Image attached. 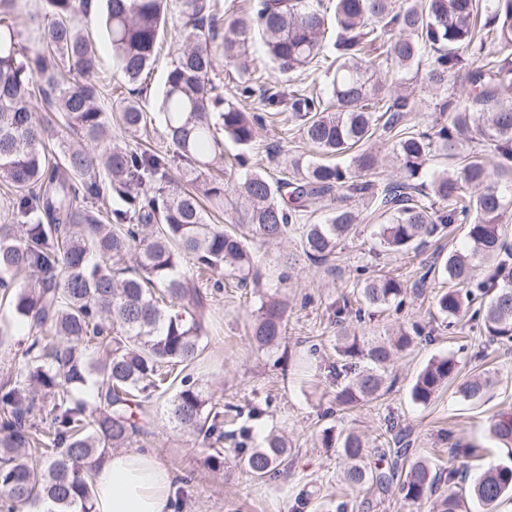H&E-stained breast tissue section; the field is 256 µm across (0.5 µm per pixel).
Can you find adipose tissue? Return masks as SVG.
<instances>
[{
  "label": "adipose tissue",
  "instance_id": "1",
  "mask_svg": "<svg viewBox=\"0 0 512 512\" xmlns=\"http://www.w3.org/2000/svg\"><path fill=\"white\" fill-rule=\"evenodd\" d=\"M96 512H172V472L155 455H110L93 472Z\"/></svg>",
  "mask_w": 512,
  "mask_h": 512
}]
</instances>
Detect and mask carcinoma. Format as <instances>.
I'll return each instance as SVG.
<instances>
[{"mask_svg": "<svg viewBox=\"0 0 512 512\" xmlns=\"http://www.w3.org/2000/svg\"><path fill=\"white\" fill-rule=\"evenodd\" d=\"M27 0H0V180L11 196L0 208V295L32 341L22 354L20 378L0 387V512H95L93 467L111 448L144 433V404L171 387L178 366L194 364L205 349L210 292L203 278L246 288L260 283L249 240L277 241L299 233L302 253L328 261L358 225L376 228L384 251L409 254L453 224L467 225L469 247L448 252L420 280L438 270L453 286L436 295L439 316L454 323L482 317L487 336L512 343V247L502 222L512 211V0H250L246 11L212 14L206 0H107L103 20L112 63L128 95L101 105L94 80L100 53L84 21L90 0H46L49 15L26 13ZM176 20L179 44L166 72L159 121L176 157L189 165L184 180L169 179L171 160L147 149L112 143L119 126L149 138L141 84L155 47ZM259 35L282 74L303 73L334 56L327 90L283 89L261 82V102L272 115L288 113L303 139L321 156H348L345 166L317 159L292 162L293 179L275 183L247 168L242 154L224 155V140L253 143L261 117L224 96L216 77L223 60L240 74L238 98L255 93L245 46ZM448 113L420 131L410 124L418 85ZM40 99L51 112H35ZM374 135L386 141L400 170L377 177L378 155L363 148ZM490 146L495 162L479 147ZM448 168L431 169L436 155ZM245 175L231 184L226 171ZM207 176L204 190L196 187ZM123 205L102 219L99 181ZM224 208L242 223H210L200 202ZM319 214L317 222L311 218ZM487 279L471 289L476 269ZM25 284H18V278ZM405 294L388 275L364 279L353 299L336 301L333 316L358 318L386 311ZM288 302L278 292L260 296L250 341L278 344ZM412 343L408 332L388 342L343 333L336 352L345 384L336 393L344 410L388 393L395 354ZM453 356L431 359L417 374L411 399L434 401L457 383L464 402L482 399L492 384L485 373L457 382ZM171 419L204 442L234 444L237 467L255 480L271 479L288 458L286 440L269 431L251 447L252 426L224 430L229 416L260 419L226 404L218 407L185 375L170 404ZM492 438L512 444V410L488 420ZM322 445L346 461L345 485L384 489L401 478L406 501L429 499L441 474L430 462L398 448L388 467L372 458L357 433L326 427ZM38 453L42 464L31 461ZM499 512L512 502V466L488 468L467 496L448 494L438 512Z\"/></svg>", "mask_w": 512, "mask_h": 512, "instance_id": "obj_1", "label": "carcinoma"}]
</instances>
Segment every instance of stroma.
<instances>
[{
  "label": "stroma",
  "mask_w": 512,
  "mask_h": 512,
  "mask_svg": "<svg viewBox=\"0 0 512 512\" xmlns=\"http://www.w3.org/2000/svg\"><path fill=\"white\" fill-rule=\"evenodd\" d=\"M248 154L253 169L275 180L290 177L289 159L310 157L312 151L297 127L274 122L258 128ZM465 244V229L456 224L449 236L429 240L418 253L394 256L381 251L371 226L363 224L335 258L314 263L301 258L297 235L276 242L254 240L263 274L261 287L228 288L215 294L205 320L206 349L189 372L218 402L242 408L266 405L267 413L255 427L286 435L290 454L278 476L254 480L215 446L200 444L175 429L169 419V397L148 403L147 432L135 438L132 448L153 453L172 471L170 495L179 512H292L299 501L304 504L302 512H432L434 501L408 503L396 483L368 494L346 488L342 459L320 442L322 430L329 426L351 429L366 441L384 444L390 439L387 425L395 424L407 434L416 456L428 458L437 470H455L454 480L439 486L443 495L460 492L464 478L507 462L512 452L490 437L487 419L512 407V343L490 344L481 320L450 324L435 317L433 297L448 282L438 274L424 283L419 280L422 265L433 263L438 251ZM289 252L299 254L300 261L286 270L281 259ZM362 269L370 275L396 277L406 290L404 303L370 319L351 315L336 323L332 307L338 298L352 293ZM269 288L288 298V330L278 347L261 350L250 343L247 325L259 302V290ZM416 322L429 325L432 333L416 337L410 349L394 357L389 373L395 384L389 394L354 411H340L335 345L341 327L369 336ZM1 330L9 336L0 345L3 384L20 368L27 331L16 326L8 303L0 301ZM446 355L455 357L462 376L486 371L493 376V385L474 404L461 401L451 386L428 406L413 404L410 388L418 372L432 358ZM457 443L471 447L469 457L450 455Z\"/></svg>",
  "instance_id": "obj_1"
}]
</instances>
